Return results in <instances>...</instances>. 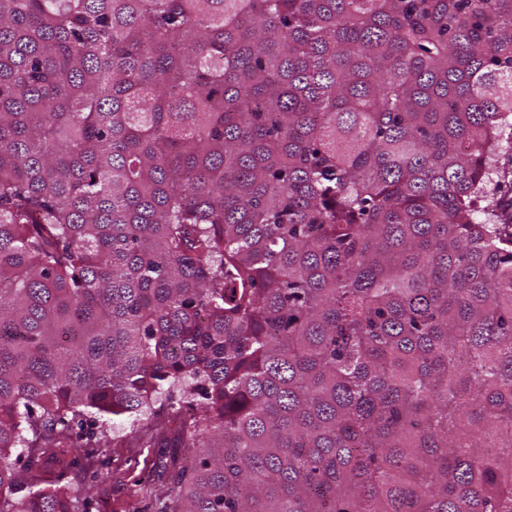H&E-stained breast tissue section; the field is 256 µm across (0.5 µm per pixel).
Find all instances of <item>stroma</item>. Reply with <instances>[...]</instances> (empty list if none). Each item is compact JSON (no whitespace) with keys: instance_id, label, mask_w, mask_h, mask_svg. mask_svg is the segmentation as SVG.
Returning a JSON list of instances; mask_svg holds the SVG:
<instances>
[{"instance_id":"1","label":"stroma","mask_w":512,"mask_h":512,"mask_svg":"<svg viewBox=\"0 0 512 512\" xmlns=\"http://www.w3.org/2000/svg\"><path fill=\"white\" fill-rule=\"evenodd\" d=\"M115 431L116 438H104L99 447L61 449V463L46 467L48 479L86 493L90 512H160L174 484L170 474L156 468L152 433L132 429L126 421L117 422ZM96 470L107 473V480L92 482Z\"/></svg>"}]
</instances>
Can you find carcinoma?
I'll list each match as a JSON object with an SVG mask.
<instances>
[{"instance_id": "cac0c4a2", "label": "carcinoma", "mask_w": 512, "mask_h": 512, "mask_svg": "<svg viewBox=\"0 0 512 512\" xmlns=\"http://www.w3.org/2000/svg\"><path fill=\"white\" fill-rule=\"evenodd\" d=\"M507 134L512 0H0V512H512ZM115 424L99 448H60L64 465L48 464L47 478L60 477L61 484L70 485L74 494L82 493L91 512H158L174 484L171 474L156 469L160 448H154V435L142 427L132 432L128 421ZM73 460L79 464L70 465ZM96 470L108 473V479L91 483L90 475Z\"/></svg>"}]
</instances>
